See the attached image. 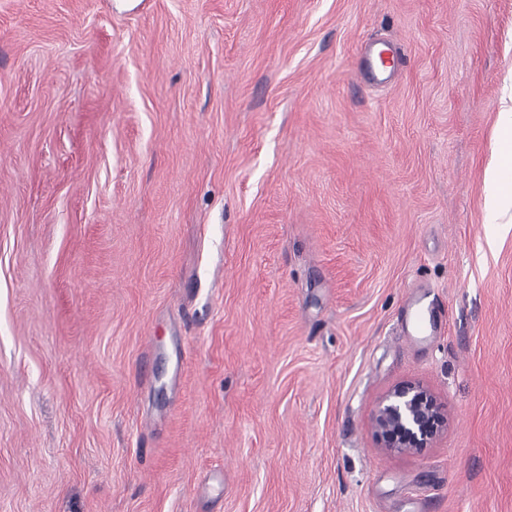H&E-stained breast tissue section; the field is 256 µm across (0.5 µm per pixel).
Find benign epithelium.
I'll return each mask as SVG.
<instances>
[{"label":"benign epithelium","instance_id":"1","mask_svg":"<svg viewBox=\"0 0 512 512\" xmlns=\"http://www.w3.org/2000/svg\"><path fill=\"white\" fill-rule=\"evenodd\" d=\"M448 424L435 396L418 384L392 388L374 417V432L381 447L394 453H412L428 447Z\"/></svg>","mask_w":512,"mask_h":512}]
</instances>
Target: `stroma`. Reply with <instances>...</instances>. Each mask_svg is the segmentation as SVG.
Returning <instances> with one entry per match:
<instances>
[{"label": "stroma", "mask_w": 512, "mask_h": 512, "mask_svg": "<svg viewBox=\"0 0 512 512\" xmlns=\"http://www.w3.org/2000/svg\"><path fill=\"white\" fill-rule=\"evenodd\" d=\"M511 67L512 0H0V512H512ZM498 112L497 160L485 172L484 224L512 223V68L503 79ZM419 306L418 303L415 304L412 309L409 318L408 324L403 329V336H406L412 341L419 342L425 336H429L432 330L431 325V317L427 309L416 311L415 308ZM448 417L435 396L418 384L392 388L381 400L374 417V432L381 448L412 453L440 436Z\"/></svg>", "instance_id": "1"}]
</instances>
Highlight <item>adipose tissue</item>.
<instances>
[{
    "label": "adipose tissue",
    "instance_id": "1",
    "mask_svg": "<svg viewBox=\"0 0 512 512\" xmlns=\"http://www.w3.org/2000/svg\"><path fill=\"white\" fill-rule=\"evenodd\" d=\"M497 159L485 172V221L512 223V70L503 79L499 97Z\"/></svg>",
    "mask_w": 512,
    "mask_h": 512
}]
</instances>
